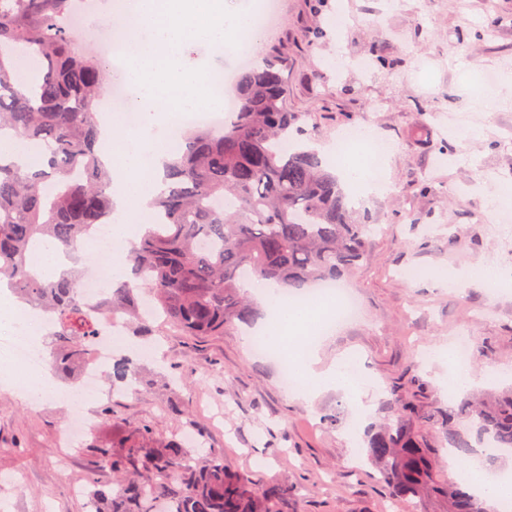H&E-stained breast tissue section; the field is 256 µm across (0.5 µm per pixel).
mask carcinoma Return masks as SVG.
<instances>
[{
  "mask_svg": "<svg viewBox=\"0 0 512 512\" xmlns=\"http://www.w3.org/2000/svg\"><path fill=\"white\" fill-rule=\"evenodd\" d=\"M79 0H0V134L22 139L31 162L0 157V279L18 299L55 319L53 363L72 373L98 335V316L121 314L136 335L149 336L140 299L158 317L193 336H222L253 319L245 282L255 277L299 294L334 279L366 257L369 225L348 207L346 192L320 153L295 139L306 118L288 109L286 62L268 59L243 70L235 110L220 134L198 127L186 134L165 166L150 224L125 253L149 277L137 288L120 285L94 316L80 298L74 274L36 272L30 249L50 242L69 249L112 216V176L99 151V103L106 63L77 47L70 19ZM139 363L122 357L112 376L124 382ZM420 420L439 425L442 448L466 458L477 453L456 428L477 431L482 459L495 465L512 448V393L493 400L464 397L446 412ZM130 431L119 451L96 446L98 467L112 472L94 489V512H270L294 498L286 483L262 485L174 441L147 447ZM367 462L379 469L390 495L448 499V512H486L467 479L442 474L435 452L422 447L402 421L367 436Z\"/></svg>",
  "mask_w": 512,
  "mask_h": 512,
  "instance_id": "1",
  "label": "carcinoma"
}]
</instances>
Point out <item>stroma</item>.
Listing matches in <instances>:
<instances>
[{
  "mask_svg": "<svg viewBox=\"0 0 512 512\" xmlns=\"http://www.w3.org/2000/svg\"><path fill=\"white\" fill-rule=\"evenodd\" d=\"M461 33L473 37L465 60L454 49ZM266 35L265 55L288 61L290 111L311 115L313 146H335L363 121L394 145L385 161L388 191L355 204L382 226L368 238L366 260L343 280L362 315L321 343L323 363L359 359L383 391L398 390L423 411L443 410L448 351L464 329L473 340L471 374L483 388H512V290L489 281L446 284L450 274L484 263L512 265V250L497 244L512 226L473 221L487 209L486 192L512 181V0H497L491 12L483 0H328L319 13L313 0H276ZM375 49L389 68L361 72L358 60ZM236 54L231 45L216 53L194 44L183 63L229 71L230 95ZM496 67L497 105L474 113L478 76ZM447 143L451 161L438 164ZM243 330L152 337L132 390L88 399L93 426L65 470L54 461L78 383L59 380L64 398H44L35 409L19 389L0 384V478L21 482L0 489V512H85L70 486L87 484L97 470L88 444H116L133 429L157 444L199 438L231 472L297 486L293 512H383L389 491L366 461L364 437L390 408L375 400L362 419L336 391L309 401L289 395L280 359L243 346ZM328 414L336 426L325 423Z\"/></svg>",
  "mask_w": 512,
  "mask_h": 512,
  "instance_id": "35a3bbf8",
  "label": "stroma"
}]
</instances>
